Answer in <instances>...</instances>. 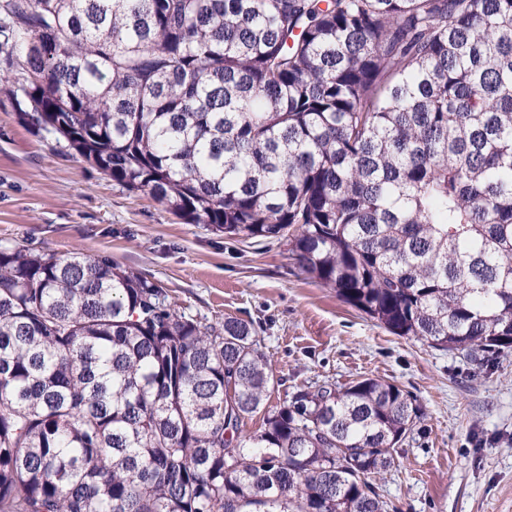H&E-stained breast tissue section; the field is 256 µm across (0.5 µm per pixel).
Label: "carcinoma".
<instances>
[{
  "mask_svg": "<svg viewBox=\"0 0 512 512\" xmlns=\"http://www.w3.org/2000/svg\"><path fill=\"white\" fill-rule=\"evenodd\" d=\"M12 4L21 120L186 224L288 240L395 335L512 351V0ZM273 385L248 321L108 258L0 250V512H388L371 478L424 418L411 394Z\"/></svg>",
  "mask_w": 512,
  "mask_h": 512,
  "instance_id": "cac0c4a2",
  "label": "carcinoma"
}]
</instances>
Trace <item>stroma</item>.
Returning <instances> with one entry per match:
<instances>
[{
	"mask_svg": "<svg viewBox=\"0 0 512 512\" xmlns=\"http://www.w3.org/2000/svg\"><path fill=\"white\" fill-rule=\"evenodd\" d=\"M86 252L158 282L206 323H253L278 380L299 388L362 378L409 391L425 416L376 484L394 512H512V354L489 364L379 327L310 279L286 241H242L187 224L20 121L0 101V249Z\"/></svg>",
	"mask_w": 512,
	"mask_h": 512,
	"instance_id": "1",
	"label": "stroma"
}]
</instances>
